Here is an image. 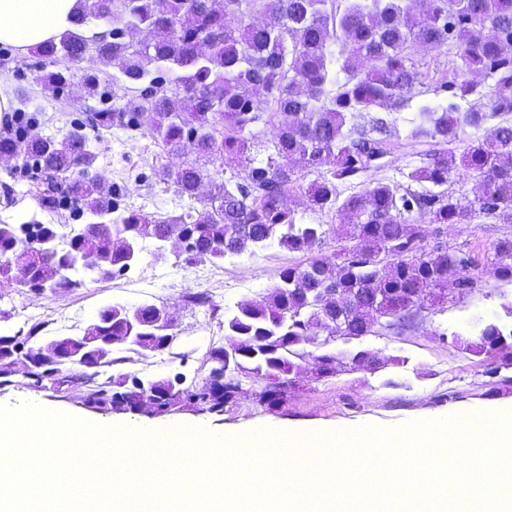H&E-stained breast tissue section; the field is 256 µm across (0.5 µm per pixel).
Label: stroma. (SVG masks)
<instances>
[{
    "instance_id": "obj_1",
    "label": "stroma",
    "mask_w": 512,
    "mask_h": 512,
    "mask_svg": "<svg viewBox=\"0 0 512 512\" xmlns=\"http://www.w3.org/2000/svg\"><path fill=\"white\" fill-rule=\"evenodd\" d=\"M455 58L454 46L430 48L417 54L428 74L429 89L404 109L391 112L394 139L399 147L384 169L372 173L375 181L405 182L409 170L420 166V146L410 137L420 122L421 105L447 106L448 98L433 94L431 87L447 75ZM57 69L70 75L63 93L44 92L39 78L43 62L35 53L18 54L0 46V82L14 91L17 106L38 113L39 132L57 138L72 130L99 107L98 98L87 96L82 76L89 64L60 59ZM96 170L105 183L127 186L128 205L147 212L177 215L200 214L208 209L209 182H202L198 195L188 199L173 183L162 180L164 170H176L183 157L166 151L150 134H131L119 128L103 132ZM11 160L0 158V222L17 224L38 215L46 224H70L69 213L41 212L32 180L11 174ZM298 223L323 225L326 234L310 252L325 265H333L341 245L337 222L331 215L310 209L301 194L287 200ZM427 238H439L449 247L469 252L475 259L472 274L477 286L470 294L449 289L443 304L426 310L414 328L387 330L379 336L354 341L353 349L369 350L387 360L385 371L372 374L355 371L332 379H316L306 372L283 408L263 405L256 398L261 383L244 381L233 405L223 414L184 409L161 416L146 413H112L89 408V386L70 383L60 387L33 386L25 361H18L9 382L0 384V406L11 409L36 398L54 410L102 424L132 420L153 427L174 422L234 434L246 425L278 429L305 428L314 431L368 426L398 429L430 422L456 411L512 407V381H502L489 365L465 354L461 342L475 339L486 323L512 322V287L495 281L490 257L493 245L512 238V224L479 218L469 224L435 226L428 218L418 220ZM299 254L272 246L244 253L221 264H186L178 244L156 249L146 242L139 261L126 275L87 283L84 287L43 293L21 292L0 287V335L28 337L29 348L80 333L102 308L120 303L135 307L152 303L166 308L175 322L177 340L166 351L126 355L115 347L120 364L112 374L168 379L183 376L204 382L208 375V351L215 344H229L224 333V313L247 300H258L270 292L282 267L298 262ZM208 296L206 303L194 301L195 293Z\"/></svg>"
}]
</instances>
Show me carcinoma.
Returning <instances> with one entry per match:
<instances>
[{
    "instance_id": "carcinoma-1",
    "label": "carcinoma",
    "mask_w": 512,
    "mask_h": 512,
    "mask_svg": "<svg viewBox=\"0 0 512 512\" xmlns=\"http://www.w3.org/2000/svg\"><path fill=\"white\" fill-rule=\"evenodd\" d=\"M82 0L75 28L59 41L35 48L44 65L61 57L89 59L98 68L83 77L88 95L112 96L102 67H113L132 93L122 108L91 113L89 137L76 128L67 136L33 134L35 122L18 116L21 132L0 136V155L32 163L41 210L55 212L68 199L90 214L85 224H43L32 217L21 224H0V286L40 292L81 288L88 281L109 280L137 263L142 242L173 237L185 240L188 263L220 264L228 257L273 245L290 252L311 250L326 231L321 224H299L285 200L300 192L314 211L332 214L345 230L347 245L336 269L312 259L283 268L262 300L242 303L224 319L233 350L209 352L212 372L197 386L180 378L153 380L154 402L140 404L146 381L129 374L105 376L119 362L112 346L125 350L168 349L167 333L157 322L163 308L154 304L104 307L87 335L96 350L82 348L80 337L59 339V359L35 373L36 381L60 383L73 377L74 360L91 367L96 390L88 404L114 412H176L185 406L219 413L233 403L242 380L265 382L260 401L282 407L297 384L310 348L317 378L355 370L376 373L385 360L368 350L331 352L330 343H349L377 333L376 327L414 325L426 309L448 298V269L457 272L458 293L476 288L469 275L471 255L448 245L427 243L417 217L431 224H469L481 216L512 223V0ZM255 13L266 22H251ZM105 31L83 33L95 20ZM151 34L147 42L130 37ZM456 47L450 77L433 92L474 103L420 108L421 123L411 132L426 146L425 161L407 174L413 190L377 181L341 196L338 183L385 167L394 150L390 122L373 118L368 128L347 127L357 112L401 109L425 85L426 73L413 59L418 47ZM342 46L341 57L332 47ZM154 65L149 70L146 65ZM490 80L485 90L471 80ZM69 84L61 71L44 74L45 91L55 95ZM283 114L266 158L254 153L253 128ZM491 124L490 135L458 153L448 147L462 124ZM120 127L147 129L172 152L185 155L171 174L183 197L192 198L206 177L199 161H217L226 176L210 177V209L195 217L146 213L123 204L126 187L102 186L96 172L101 131ZM332 168L323 170L327 164ZM249 169L247 182L235 169ZM317 178L303 184L304 173ZM479 174L484 195L466 203L448 194L454 176ZM85 253L98 259L90 271ZM493 278L512 285V239L498 241L490 259ZM331 329L332 342L316 340ZM461 350L512 369V327L490 322L478 339ZM17 336L0 335V378L12 375L20 355L31 358Z\"/></svg>"
}]
</instances>
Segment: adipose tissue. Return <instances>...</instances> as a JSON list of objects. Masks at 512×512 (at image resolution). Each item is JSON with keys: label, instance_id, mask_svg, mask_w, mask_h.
Listing matches in <instances>:
<instances>
[{"label": "adipose tissue", "instance_id": "ef3b65f1", "mask_svg": "<svg viewBox=\"0 0 512 512\" xmlns=\"http://www.w3.org/2000/svg\"><path fill=\"white\" fill-rule=\"evenodd\" d=\"M78 0H0V44L19 52L58 41L72 27Z\"/></svg>", "mask_w": 512, "mask_h": 512}]
</instances>
